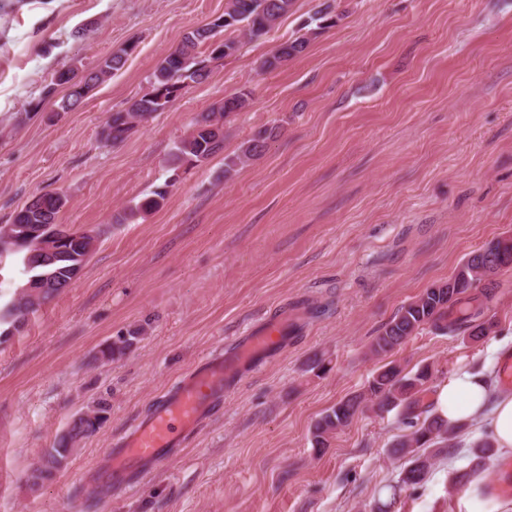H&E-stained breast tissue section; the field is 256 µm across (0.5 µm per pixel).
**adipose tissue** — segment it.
<instances>
[{
    "label": "adipose tissue",
    "mask_w": 512,
    "mask_h": 512,
    "mask_svg": "<svg viewBox=\"0 0 512 512\" xmlns=\"http://www.w3.org/2000/svg\"><path fill=\"white\" fill-rule=\"evenodd\" d=\"M434 402L443 422L476 423L501 454H512V390L501 386L495 372L456 371L437 386Z\"/></svg>",
    "instance_id": "obj_1"
}]
</instances>
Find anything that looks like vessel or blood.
Returning a JSON list of instances; mask_svg holds the SVG:
<instances>
[{"label":"vessel or blood","mask_w":512,"mask_h":512,"mask_svg":"<svg viewBox=\"0 0 512 512\" xmlns=\"http://www.w3.org/2000/svg\"><path fill=\"white\" fill-rule=\"evenodd\" d=\"M287 333V322H265L238 337L229 355L196 366L175 389L164 394L155 410L109 449L114 489L125 488L141 467L163 465L177 444L178 432L198 426L211 401L240 385L257 360L269 357L283 345Z\"/></svg>","instance_id":"obj_1"}]
</instances>
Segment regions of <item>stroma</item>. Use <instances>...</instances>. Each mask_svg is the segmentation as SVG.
<instances>
[{"label": "stroma", "instance_id": "stroma-1", "mask_svg": "<svg viewBox=\"0 0 512 512\" xmlns=\"http://www.w3.org/2000/svg\"><path fill=\"white\" fill-rule=\"evenodd\" d=\"M224 4L0 0V224L57 191L68 199L60 223L97 240L72 287L0 337V512H372L399 478L397 411L364 407L321 453L319 415L389 361L430 366L438 384L512 357V269L496 278L482 339L427 324L386 357L368 353L403 305L512 234V0H295L267 37L213 61L124 141L104 142L107 118L148 92L157 63ZM329 5L335 25L260 69ZM128 45L124 68L78 109L42 100L57 69H92ZM242 93L249 106L225 119L222 153L182 165L165 200L143 208L193 119ZM272 126L263 154L225 180V157ZM134 204L136 219L114 223ZM271 316L288 323L285 348L224 393L164 465L114 491L102 475L113 441ZM139 325L141 341L104 357ZM101 402L97 431L31 486L45 449ZM477 439L456 438L392 512H465L466 487L487 494L496 463L471 477ZM315 34L316 29H307L294 39L280 43L270 55L261 60L260 68L264 71H274L289 60L300 56L305 52L311 37Z\"/></svg>", "mask_w": 512, "mask_h": 512}]
</instances>
